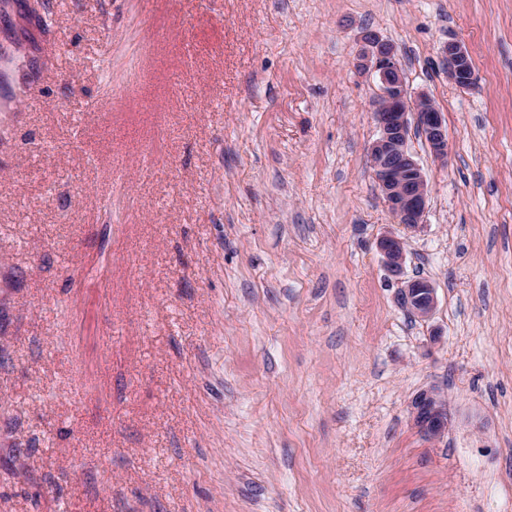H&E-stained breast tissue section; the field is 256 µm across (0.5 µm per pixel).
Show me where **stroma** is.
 Here are the masks:
<instances>
[{
    "label": "stroma",
    "mask_w": 512,
    "mask_h": 512,
    "mask_svg": "<svg viewBox=\"0 0 512 512\" xmlns=\"http://www.w3.org/2000/svg\"><path fill=\"white\" fill-rule=\"evenodd\" d=\"M30 2L0 0V512H512V0ZM366 28L448 126L444 162L409 133L414 232ZM443 69L448 80L458 88H469L474 82V67L465 46L451 39L439 49ZM377 248L389 273L395 277L401 276L406 261L404 240L391 232H386L378 238ZM403 283L397 294L399 306L420 320L430 319L437 306L436 291L432 283L426 279H410ZM448 401L436 387L419 391L411 400V423L428 439H440L448 430Z\"/></svg>",
    "instance_id": "35a3bbf8"
}]
</instances>
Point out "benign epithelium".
I'll return each mask as SVG.
<instances>
[{
	"mask_svg": "<svg viewBox=\"0 0 512 512\" xmlns=\"http://www.w3.org/2000/svg\"><path fill=\"white\" fill-rule=\"evenodd\" d=\"M439 55L453 85L465 89L473 84L474 67L461 42L449 40L440 47ZM358 67L376 76L380 90L374 103L378 137L369 152L373 177L397 222L415 231L422 224L430 190L407 140L414 124L434 157L447 160L448 137L442 113L427 95L413 98L408 94L396 47L372 30L362 32ZM377 248L389 273L401 276L406 261L404 240L386 232L378 238ZM397 302L412 316L427 320L436 310V291L426 279H410L398 289ZM411 423L428 439L444 437L448 430V401L438 388L423 389L412 398Z\"/></svg>",
	"mask_w": 512,
	"mask_h": 512,
	"instance_id": "obj_1",
	"label": "benign epithelium"
}]
</instances>
